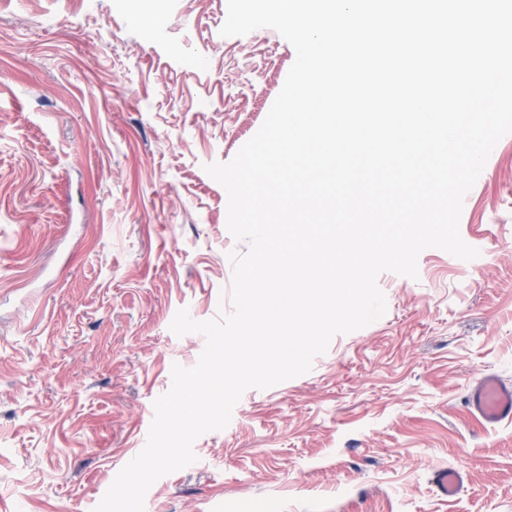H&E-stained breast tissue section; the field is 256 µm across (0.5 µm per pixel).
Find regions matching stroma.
I'll use <instances>...</instances> for the list:
<instances>
[{
    "label": "stroma",
    "mask_w": 512,
    "mask_h": 512,
    "mask_svg": "<svg viewBox=\"0 0 512 512\" xmlns=\"http://www.w3.org/2000/svg\"><path fill=\"white\" fill-rule=\"evenodd\" d=\"M227 0H0V512H93L145 446L173 365L233 275L230 161L295 51L224 37ZM465 261L428 248L383 272L378 320L309 372L246 390L145 512H512V421L471 415V383H512V134L459 223ZM467 475L452 498L435 471Z\"/></svg>",
    "instance_id": "1"
}]
</instances>
